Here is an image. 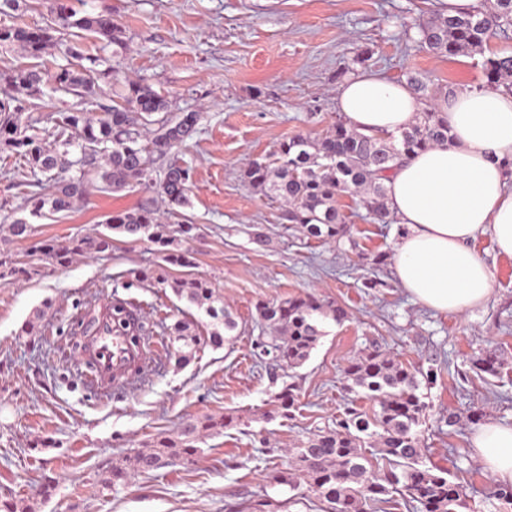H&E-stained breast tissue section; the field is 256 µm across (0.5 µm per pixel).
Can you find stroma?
Listing matches in <instances>:
<instances>
[{
    "label": "stroma",
    "instance_id": "stroma-1",
    "mask_svg": "<svg viewBox=\"0 0 512 512\" xmlns=\"http://www.w3.org/2000/svg\"><path fill=\"white\" fill-rule=\"evenodd\" d=\"M68 2L121 29L129 46L120 58L126 80H148L170 100L172 115H201L197 133L174 154L192 175L183 220L196 227L187 243L195 265L163 264L149 240L119 235L111 252L57 265L36 243L95 235L112 212L136 208L149 192L91 187L70 211L33 220L32 235L18 240L6 228L28 214L32 176L19 159L0 156V261L13 269L0 281V500L24 512H320L306 485L291 488L277 477L290 448L335 428L346 408L377 411L375 402L348 391L343 373L351 359L377 349L420 378L423 461L463 484L459 512H496L498 481L470 446L476 426L469 416L481 407L487 420L512 425V257L497 252L491 234L479 236L474 247L492 275L488 300L461 313L435 312L395 277L399 226L373 223L346 193L337 205L347 235L334 243L305 237L286 228L279 205L255 192L244 172L255 160L275 162L287 137L325 134L339 115L337 88L352 74L366 69L403 84L417 73L431 79L439 97L451 88L480 89L485 58L512 51V35L492 38L480 54L436 56L419 45L417 26L438 13L437 0ZM117 101L103 82L87 98L45 93L27 114L50 139L47 115L63 108L98 113ZM259 232L267 245L255 243ZM190 271L207 278L234 314L231 342L216 349L203 341L184 365L167 347L146 381L89 391L80 339L101 307L142 303L149 338L168 337L183 317L207 336L209 318L159 281ZM308 293L342 307L346 319L326 321L301 367L259 358L256 304ZM31 318L36 333H21ZM490 347L502 358L496 377L470 368ZM286 382L299 387L297 409L266 419L271 394ZM224 414L239 416L240 424L202 437L193 463L135 472V454L158 437L177 438L186 423ZM43 439L52 447L38 449ZM116 463L132 469L131 478L102 488ZM48 477L56 488L47 498L40 486Z\"/></svg>",
    "mask_w": 512,
    "mask_h": 512
}]
</instances>
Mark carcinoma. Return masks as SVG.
<instances>
[{
	"label": "carcinoma",
	"mask_w": 512,
	"mask_h": 512,
	"mask_svg": "<svg viewBox=\"0 0 512 512\" xmlns=\"http://www.w3.org/2000/svg\"><path fill=\"white\" fill-rule=\"evenodd\" d=\"M52 18L33 27H0V46L18 45L26 54L39 59L64 44L67 64L54 71L36 65L0 69V84L29 96L41 94L48 85L55 92L80 97L96 94L101 79L119 89L122 103L101 116L78 109H67L47 116L54 123L56 138L49 142L34 126L21 121L22 101L12 95L0 97V152L23 160L34 185L53 183L47 193L34 192L27 197L29 214L42 218L72 208L74 201L86 196L94 181L103 188L120 191L141 185L155 193L165 204L160 210L147 200L133 210L116 211L105 221V231L93 238L72 240L65 245L46 243L43 250L58 264H67L82 253L112 250V233L132 240L148 239L159 246L161 259L173 266L194 265L192 253L183 241L193 237V224L172 227L168 220L191 207L190 168L171 162L156 172V162L165 159L197 132L200 113L182 112L170 119V102L146 81L127 82L115 65L97 70L99 58L86 55L80 39L93 33L104 45H114L112 55L128 49L121 30L102 15H77L71 7L58 3ZM512 29V0H494L488 10L447 17L439 15L418 26V42L442 56L473 54L482 51L489 39ZM90 65H84V61ZM486 83L512 92V53L497 54L483 63ZM408 86L422 103L415 122L402 130L400 138L367 136L338 119L319 139L295 135L280 143L279 165L255 160L244 178L256 191L282 205L284 218L308 238L325 243L337 242L348 232L346 217L336 207V197L359 194L358 204L377 224L391 223L386 206L384 180L403 156L451 140L450 129L429 92V82L418 75L408 77ZM156 129L148 134L145 126ZM75 169L78 175L67 179L61 174ZM172 292L195 305L212 319L213 330L206 343L214 348L230 341L237 328L232 313L219 304L215 290L202 276L173 278L167 282ZM260 325L271 331L261 337L256 348H269L272 359L290 368L303 365L325 335L323 320L336 323L347 317L346 311L322 303L316 297L295 296L280 301H262L256 306ZM170 336L180 344L178 361L186 362V348L200 343L194 322L176 320ZM501 365L496 349L490 348L472 359L474 370L495 375ZM347 389L361 391L375 401L379 410L374 417L356 408H348L334 429L316 433L294 449L291 468L281 472L278 481L292 488L304 483L325 504V512H385L389 495L403 491L419 505L420 512H458L464 505L463 486L449 478L448 471L427 466L416 427L425 416L426 406L417 394L415 375L401 362L375 350L349 361L345 369ZM298 400L295 383H285L269 400L268 419L292 417ZM240 417L232 414L189 422L174 440L161 437L149 452L135 456L136 470L149 472L174 464L187 463L197 453L196 443L206 433L236 426ZM374 448L389 465L380 473L366 454Z\"/></svg>",
	"instance_id": "1"
}]
</instances>
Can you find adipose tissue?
<instances>
[{
	"instance_id": "1",
	"label": "adipose tissue",
	"mask_w": 512,
	"mask_h": 512,
	"mask_svg": "<svg viewBox=\"0 0 512 512\" xmlns=\"http://www.w3.org/2000/svg\"><path fill=\"white\" fill-rule=\"evenodd\" d=\"M336 102L367 135L398 133L422 108L408 86L369 71L341 84ZM437 107L452 141L396 164L387 207L403 228L394 255L401 288L428 308L457 313L491 292V274L474 248L478 236L491 233L498 253L512 257V94L465 90ZM471 445L495 477L512 481V426L481 424Z\"/></svg>"
}]
</instances>
